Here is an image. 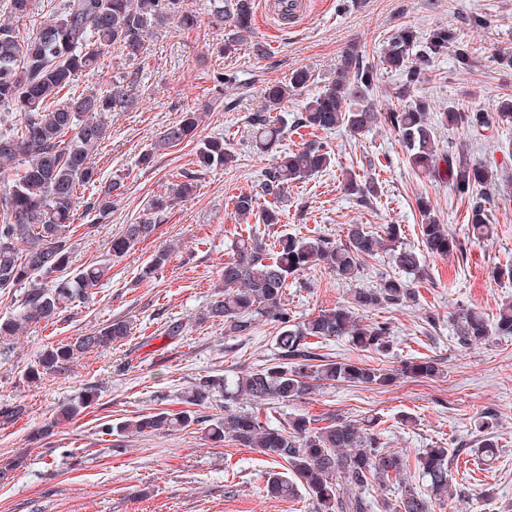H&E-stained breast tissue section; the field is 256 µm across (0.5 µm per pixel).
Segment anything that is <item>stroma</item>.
I'll return each instance as SVG.
<instances>
[{
  "instance_id": "stroma-1",
  "label": "stroma",
  "mask_w": 512,
  "mask_h": 512,
  "mask_svg": "<svg viewBox=\"0 0 512 512\" xmlns=\"http://www.w3.org/2000/svg\"><path fill=\"white\" fill-rule=\"evenodd\" d=\"M309 2L310 16L289 33L254 11L251 35L229 55L222 51L223 29L211 22V0H187L196 29L173 24L156 32L146 40L143 59L129 60L117 45L105 52V82L132 87L134 98L111 113L94 165L101 181L122 178L124 193L107 218L81 213L71 237L73 267L106 259L113 236L143 220L148 201L168 183L188 174L197 188L169 209L151 238L112 261L107 280L87 301L69 305L54 322L28 328L8 354H0V403L26 408L17 422L0 427V459L25 457L22 468L0 479V512H315L307 493L267 496L271 460L253 448L212 442L202 427L130 437L117 452L100 428L157 409L180 410L182 393L199 379L232 380L274 362L277 324L259 321L244 339L203 317L224 292L221 271L235 252L236 233L255 228L269 242L292 234L338 244L350 224L367 225L381 237L388 225H396L395 247L424 253L423 272L413 280L417 297L407 306L362 313V322H388L393 343L386 354L358 351L344 337L316 344L317 353L387 369L428 355L438 359L439 372L428 379L400 376L380 389L340 382L316 389L308 399L269 406L268 417L333 413L359 423L381 418L387 448L408 459L436 445L460 449L450 474L458 479L470 471L477 494L472 512H501L512 502V336L464 348L448 321L461 307L490 317L501 302L512 300V280L492 276L493 268L512 266V127H499L476 142L460 129L436 132L438 152L468 145L470 155L493 172L484 194L494 226L488 241L471 236L467 206L452 186L410 168L397 133L382 123L356 138L343 131L318 134V141L332 148L334 163L289 186L281 223L239 218L232 205L233 196L254 189L272 166L271 155L253 149L250 124L263 108L268 84L287 81L298 69L310 72L307 87L285 104L283 115L292 120L333 77L348 44L359 43L376 58L401 26L423 36L448 27L459 33L473 66L458 68L453 56H444L416 94L437 110L451 103L488 108L498 94L512 90V70L493 61L496 49L512 46V0ZM474 15L487 17L488 25L469 26ZM188 111L202 117L193 136L172 148L158 147L161 133ZM215 137L229 144L236 161L200 168L196 151ZM351 174L377 180L381 195L367 202L348 195L344 182ZM421 196L459 241L454 253L425 254L416 205ZM163 247L172 250L169 262L143 277V268ZM395 271L386 252L368 260L352 281L321 265L290 280L284 303L290 315L303 320L346 304L356 289L375 287L381 274ZM116 319L130 323V337L79 357L66 375L27 384L24 373L44 348ZM174 322L182 324L181 334L167 335ZM91 386L98 399L83 415L33 440V430L49 424L61 403ZM487 415L501 451L484 461L473 450Z\"/></svg>"
}]
</instances>
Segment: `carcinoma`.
I'll return each mask as SVG.
<instances>
[{
	"label": "carcinoma",
	"instance_id": "carcinoma-1",
	"mask_svg": "<svg viewBox=\"0 0 512 512\" xmlns=\"http://www.w3.org/2000/svg\"><path fill=\"white\" fill-rule=\"evenodd\" d=\"M32 0H6L0 15V107L18 113L17 123L0 129V168L18 169L8 180V190L0 196V289L20 283L29 285L22 307L12 316L0 318V345L8 344L31 324L54 321L69 305L88 298L112 268L111 260L81 266L70 277L59 273L71 267L73 243L71 226L77 214L78 189L93 187L86 211L105 219L121 195L122 180L97 181L93 152L105 139L107 114L125 107L131 94L116 86L109 91L93 89L56 103L58 94L79 74L95 76L105 51L118 44L133 59L144 53L145 38L176 22L187 30L197 25L184 7V0H57L53 11L41 21L33 36L22 39L16 21L30 15ZM251 0H214L212 22L225 30L224 52L235 49L246 39L252 25ZM458 42L453 29L437 28L420 39L408 26L400 28L386 42L379 63L400 78L401 97L419 86L433 70L435 62ZM377 63V64H379ZM377 64L357 46L345 48L340 67L321 92L307 100L293 121L296 130L310 134L329 133L343 128L353 137L362 135L373 123L383 121L399 135L410 166L446 180L468 200V223L472 234L487 238L492 233L484 188L491 181L489 169L465 153L463 148L437 155L436 127L464 128L479 139L483 133L512 122V94L497 98L495 111L465 109L450 105L428 117L430 104L416 99L400 110L378 113L373 96ZM311 79L305 70L291 73L288 81L265 88L264 108L253 114L252 143L271 152L284 137L288 122L273 118L291 93ZM200 116L183 113L182 119L160 136L165 148L180 145L197 128ZM334 156L328 145L311 141L300 149L283 151L273 157V166L259 189L234 197L233 209L243 219L258 216L264 224L281 222L285 192L292 183L305 180L331 166ZM201 168L229 167L235 154L224 140L202 143L196 152ZM196 184L185 180L168 185L167 192L149 200L145 219L126 225L112 238L110 255L120 257L135 244L146 240L157 229L156 220L178 202L188 200ZM345 190L358 198L375 197L378 182L349 179ZM268 205L260 208L258 199ZM422 218V241L431 254L446 256L458 248V241L438 223L430 202L416 200ZM384 239L362 224L346 228V241L334 244L320 237L284 235L274 243L253 234L239 236L235 256L224 262V294L215 299L204 317L224 322L233 334L248 335L258 318L279 327L275 336L278 362L252 370L229 382L220 376L199 380L185 391L188 408L173 412L157 410L116 425L106 424L105 435L116 441L133 435L167 434L192 425H204L207 438L215 443L234 442L243 448H256L281 472L271 471L265 483L266 494L290 499L305 490L316 503V512H431V500L419 494L409 482L397 483L393 499L378 502L371 490L389 485L409 469L406 456L386 448L380 422L361 427L356 422L329 415L304 416L272 424L255 410L238 406L248 399L257 406L286 404L304 399L315 388L337 382L375 388L390 385L395 375L429 378L438 373L437 360L419 357L402 365L397 373L362 362L317 363L321 355L312 351L311 340L349 339L357 349L383 352L390 343V327L385 321L361 324L357 312L406 305L416 298L412 283L396 275L381 276L378 286L358 288L352 304L318 312L294 321L285 308L284 296L289 278L321 263L344 279L355 280L367 259L384 249ZM395 265L407 274L422 272L421 258L412 250H395ZM460 346L480 343L491 336H512V301L498 308L488 320L474 310L463 309L451 316ZM124 320H113L75 338L47 347L35 364L27 368L25 379L37 384L46 375H64L70 364L87 352L106 349L129 336ZM224 393V413L203 415L212 397ZM87 389L82 396L59 406L50 424L37 430L47 437L54 428L73 421L93 400ZM26 411L22 404H0V425L17 421ZM324 425H319V422ZM449 450L427 448L415 459V468L428 482L433 497L448 496L460 503L473 499L472 485L451 483L448 475ZM348 491L337 496V483Z\"/></svg>",
	"mask_w": 512,
	"mask_h": 512
}]
</instances>
